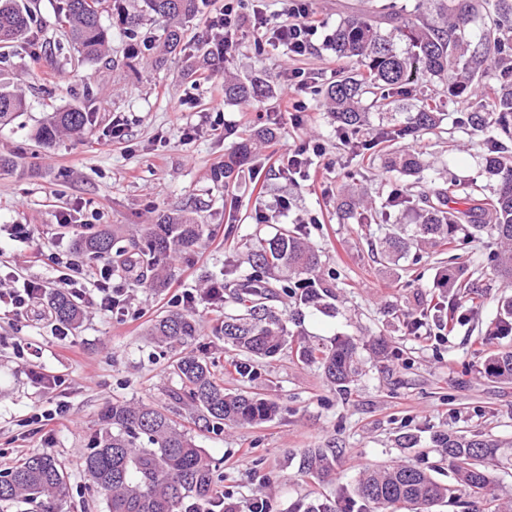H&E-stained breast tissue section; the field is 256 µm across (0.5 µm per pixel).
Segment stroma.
Listing matches in <instances>:
<instances>
[{
	"label": "stroma",
	"mask_w": 512,
	"mask_h": 512,
	"mask_svg": "<svg viewBox=\"0 0 512 512\" xmlns=\"http://www.w3.org/2000/svg\"><path fill=\"white\" fill-rule=\"evenodd\" d=\"M416 2L312 0L321 23L318 47L299 60V67L316 76L318 85L328 86L343 67L324 45L337 24L375 4L409 13ZM30 5L42 48L35 53L17 49L0 61V69L17 77L31 104L12 124L0 127V155L16 162L12 170H0V266L50 286L57 259L97 267V260L76 246L87 234L86 224H153L162 215L185 211L207 230L193 253L172 258L168 288H143L134 278L126 279L128 307L141 311L139 319H119L87 306L80 325L61 342L51 333L54 321L47 305L21 316L0 313V474L28 454L53 456L68 474L62 512H106L83 470V457L101 412L115 401L164 409L185 425L210 457L219 477L216 489L235 512H249L256 498L266 501L269 512H304L316 499L341 507L353 498L360 471L399 463L417 464L438 481L453 483L434 443L441 433L496 439L512 447V381L485 371L490 352L512 350V335L493 333L508 291L489 267L494 246L488 235L387 262L379 242L390 225L412 223L411 212L395 209L388 221L357 224L337 214L336 196L354 187L381 204L405 190L408 180L352 156L322 98L312 93L302 125L278 118L274 144L259 147L252 169L234 185L214 182L213 168L233 145L225 126L251 130L276 116V100H225L223 79L209 76L200 61L176 57L159 66L148 54L128 61L133 41L109 14L103 17L112 28L109 61L78 63L72 49L57 46L59 0H30ZM226 55L239 76L265 74L277 84L289 66L286 52L262 49L247 26ZM74 103L92 112V134L39 146L32 132L53 109ZM466 109L465 102L446 100L442 133L424 135L420 149L429 189L453 181L460 198L471 184L496 186L485 169L491 132L458 127L456 119ZM118 119L125 128L120 141L112 137ZM307 141L324 147L323 155L312 159L313 181L285 180L266 165L272 149L284 154ZM282 196L291 203L288 214L258 222V214ZM66 212L73 223L65 227L59 220ZM13 224L37 225L34 244L11 240ZM283 228L298 230L319 252L317 278L326 291L318 304L305 306L290 289L278 287L266 304L281 314L291 334L313 344L329 347L347 337L358 342L362 373L347 390L328 383L319 363L299 362L287 348L254 361L251 376L240 377L233 365L241 354L216 332L219 318L236 309L238 291L225 289L224 303L217 307L202 297L204 288L223 280L226 258L240 259L237 278L251 275L242 255ZM452 261L469 268L474 288L457 297L447 322L439 313L445 292L436 288L434 276ZM185 290L198 297L192 311L198 336L186 348L159 347L149 325L172 309L173 295ZM377 337L387 345L386 357L371 350ZM24 343L37 347V365L63 376L64 386L46 389L28 376L17 354ZM188 353L213 361L225 389L275 403L277 415L258 425L206 429L170 397L180 386L171 364ZM61 400L70 403L74 423L57 424L47 435L29 425L32 414ZM307 448L335 449L332 481L301 474L299 459Z\"/></svg>",
	"instance_id": "1"
}]
</instances>
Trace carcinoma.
<instances>
[{"mask_svg":"<svg viewBox=\"0 0 512 512\" xmlns=\"http://www.w3.org/2000/svg\"><path fill=\"white\" fill-rule=\"evenodd\" d=\"M139 14L125 12L122 0H61L59 16L63 36L87 63H97L110 51L109 28L102 14L113 10L134 31L145 15L163 19L162 34L156 40H142L143 47L156 50L163 62L185 52L184 31L196 17L204 0H142ZM429 8L416 14L395 13L384 6L372 13L348 17L331 33L330 46L341 60L358 70L355 75L340 72L324 96L336 123V134L345 142L367 148L357 140L373 109L386 112L397 102L414 98L415 114L404 124L380 128L372 137L387 142L382 166L389 173L412 176L401 195L387 199L385 206L411 211L415 216L412 234L392 233L381 242L382 254L398 257L413 245L446 246L460 231L469 234L489 231L494 240V272L512 285V0H428ZM485 20L476 43L467 39V27L476 18ZM34 15L27 0H0V47L10 48L32 40ZM436 78L448 96L472 104L459 123L473 128H491L496 134L487 141L489 173L498 179L491 192L476 187L465 197L466 208L453 206L455 184L432 192L419 188L424 181L423 166L415 142L440 128L442 112L425 83ZM271 94L269 79L241 78L224 70V98L239 102H260ZM29 103L8 81L0 80V126L12 123L27 111ZM91 114L76 105L57 108L32 133L39 144L50 147L63 134L90 132ZM273 135L272 129L252 133L230 128L232 150L215 177L228 185L251 163L257 144ZM205 225L185 214H167L147 224L141 239L120 245L122 227L114 224L80 240L79 248L93 258L126 266L129 253L137 255L139 284L160 289L168 281L169 258L197 245ZM258 275L238 282L246 295L262 297L271 285L264 274L287 268L297 274H311L319 255L294 232L285 230L260 244L252 252ZM437 287L448 289V310H453V289L471 287L467 270L436 273ZM48 306L59 323L77 324L82 308L65 290L49 293ZM497 328L512 332V297L503 300ZM224 344L256 358L275 356L287 342L281 316L264 304L252 301L236 314H226L218 325ZM150 335L164 344H190L197 336L196 321L187 311H172L160 317ZM295 353L303 362L319 361L325 378L344 387L358 374V344L351 338L331 348L314 347L294 340ZM180 387L172 399L189 403L200 413L205 425L221 430L226 425L260 424L276 413V406L257 394L228 393L215 376L212 362L205 357L185 355L173 364ZM488 373L512 381V351L489 356ZM84 456V469L93 488L105 500L106 512H203L221 502L213 468L203 449L165 411L143 403L115 402L100 418ZM455 474L456 485L436 481L409 464H394L363 471L358 479V497L372 506L371 512H432V507L455 498L457 488L477 490L494 507L492 512H512V503L498 497L488 464L503 458L501 446L493 440L440 438ZM335 456L327 448H307L301 453L300 470L317 479H328L334 471ZM66 489V475L51 456L32 453L5 475L0 476V501L44 499L57 510Z\"/></svg>","mask_w":512,"mask_h":512,"instance_id":"carcinoma-1","label":"carcinoma"}]
</instances>
